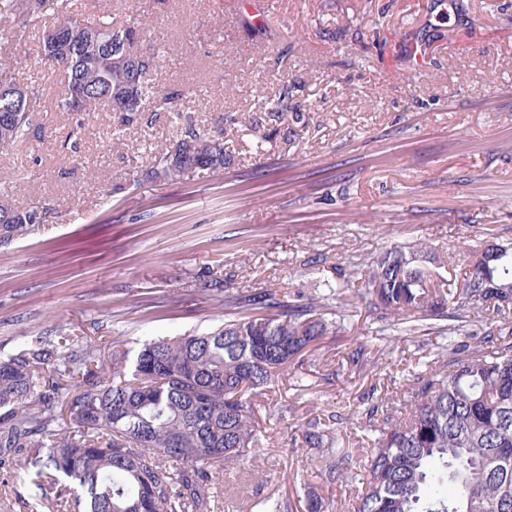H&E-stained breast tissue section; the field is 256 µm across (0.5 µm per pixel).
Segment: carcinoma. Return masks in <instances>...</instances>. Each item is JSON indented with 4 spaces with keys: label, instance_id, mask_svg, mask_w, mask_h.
<instances>
[{
    "label": "carcinoma",
    "instance_id": "cac0c4a2",
    "mask_svg": "<svg viewBox=\"0 0 512 512\" xmlns=\"http://www.w3.org/2000/svg\"><path fill=\"white\" fill-rule=\"evenodd\" d=\"M74 0H0L11 38L39 32L36 59L59 64L46 43V19L88 28L96 41L71 44L65 91L54 103L71 112V90L85 87L82 111L136 86V98L172 112L182 96L163 90L138 57L134 22L73 15ZM9 121L8 145L40 129V98ZM304 114L288 103V86L251 129L264 142H288ZM234 157L224 143L190 123L176 143L154 153L142 175L177 181L210 174ZM38 206L0 204L6 238L26 234ZM422 243L372 252L351 275L299 303L279 288L230 292L224 279L201 290L224 302V326L206 335L152 339L135 353L69 338L43 340L0 363V468L22 462L32 474L38 510L48 485L67 512H210L214 471L245 465L262 446L258 407L289 372L299 386L323 337L357 314L373 336H420L434 342L426 360L402 370L403 393L370 388L353 414L312 418L302 442L333 454L334 432L356 422L370 434L364 486L351 512H512V242L482 241L462 250L461 276L433 280L417 265ZM355 289L348 298L345 293ZM65 402L60 413L55 404ZM259 512H294L291 499L268 497Z\"/></svg>",
    "mask_w": 512,
    "mask_h": 512
}]
</instances>
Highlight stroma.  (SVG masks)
<instances>
[{
    "mask_svg": "<svg viewBox=\"0 0 512 512\" xmlns=\"http://www.w3.org/2000/svg\"><path fill=\"white\" fill-rule=\"evenodd\" d=\"M77 0L112 23L146 25L139 52L156 80L182 90L173 112H146L138 135L97 109L77 151L64 150L77 113L53 104L59 68L37 64L0 21V64L38 83L37 138L0 147V202L35 204L46 222L0 242V361L35 341L73 338L138 349L148 338L209 332L224 309L200 289L278 288L310 297L334 266L390 245L427 246L432 275L455 271L474 240L512 238V0ZM288 89L308 130L266 143L228 112L260 111ZM223 137L229 168L176 182L137 175L186 122ZM362 319L324 339L310 389L281 376L261 410L263 445L251 464L218 468L213 512H258L271 495L310 493L342 508L362 489L357 425L335 444L344 474L327 480L298 447L306 417L351 412L388 365L319 375L367 340ZM0 512H31L23 467L0 470Z\"/></svg>",
    "mask_w": 512,
    "mask_h": 512,
    "instance_id": "obj_1",
    "label": "stroma"
}]
</instances>
